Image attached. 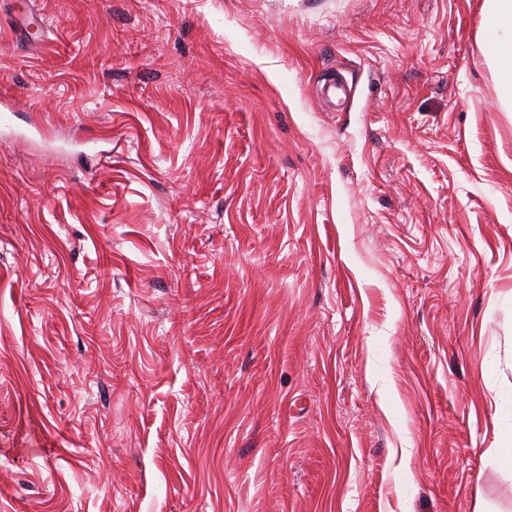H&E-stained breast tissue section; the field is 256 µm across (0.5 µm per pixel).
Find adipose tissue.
<instances>
[{"label": "adipose tissue", "mask_w": 512, "mask_h": 512, "mask_svg": "<svg viewBox=\"0 0 512 512\" xmlns=\"http://www.w3.org/2000/svg\"><path fill=\"white\" fill-rule=\"evenodd\" d=\"M483 14L489 23L487 63L499 87V100L512 112V0H483Z\"/></svg>", "instance_id": "adipose-tissue-1"}]
</instances>
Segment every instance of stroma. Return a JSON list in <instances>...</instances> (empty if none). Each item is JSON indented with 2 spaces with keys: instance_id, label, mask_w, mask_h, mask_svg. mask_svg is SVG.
<instances>
[{
  "instance_id": "35a3bbf8",
  "label": "stroma",
  "mask_w": 512,
  "mask_h": 512,
  "mask_svg": "<svg viewBox=\"0 0 512 512\" xmlns=\"http://www.w3.org/2000/svg\"><path fill=\"white\" fill-rule=\"evenodd\" d=\"M482 2L0 0V512H512Z\"/></svg>"
}]
</instances>
